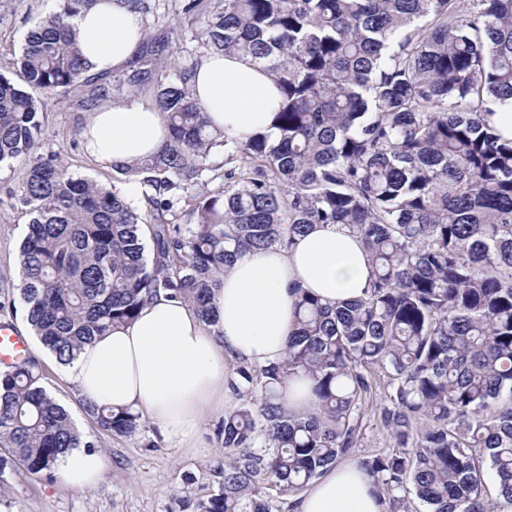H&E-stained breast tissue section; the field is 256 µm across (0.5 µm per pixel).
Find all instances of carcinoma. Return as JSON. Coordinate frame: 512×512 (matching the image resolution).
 Listing matches in <instances>:
<instances>
[{
    "label": "carcinoma",
    "instance_id": "1",
    "mask_svg": "<svg viewBox=\"0 0 512 512\" xmlns=\"http://www.w3.org/2000/svg\"><path fill=\"white\" fill-rule=\"evenodd\" d=\"M95 0H60L30 30L18 73L0 74V167L24 177L30 216L20 295L63 364L133 321L164 292L214 324L213 294L242 253L290 248L315 224H342L370 260L363 297L298 293L285 358L241 362L224 415L217 491L183 512H275L345 457L385 512L512 508V138L489 116L512 100V0H180L209 51L263 64L280 94L275 134L238 141L210 129L193 99L194 64L157 36L111 79L89 78L70 20ZM153 90L170 138L125 169L150 205L75 175L39 151L42 96ZM224 152V167L211 162ZM218 182L214 189L209 185ZM190 222L180 224L182 214ZM386 382L379 419L393 446L360 456L364 405ZM310 381L297 414L283 386ZM116 437L140 412L81 403ZM96 448L28 359L0 368V492L22 469L52 476L71 448Z\"/></svg>",
    "mask_w": 512,
    "mask_h": 512
}]
</instances>
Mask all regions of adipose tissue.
<instances>
[{"label": "adipose tissue", "mask_w": 512, "mask_h": 512, "mask_svg": "<svg viewBox=\"0 0 512 512\" xmlns=\"http://www.w3.org/2000/svg\"><path fill=\"white\" fill-rule=\"evenodd\" d=\"M89 72L120 71L143 37L139 14L128 0H96L71 21ZM193 97L213 129L246 140L270 131L278 91L261 64L234 54L201 57ZM81 137L86 152L114 169L132 167L161 151L166 125L150 104L131 100L86 113ZM368 257L359 239L338 224H317L289 249L251 250L227 267L208 327L188 304L158 294L127 326L85 345L63 376L81 397L112 409L132 408L180 448L200 445L207 412L233 401L229 370L245 361L266 366L283 359L297 323L296 295L308 291L322 301L363 296ZM58 471L76 488L98 486L104 456L73 448ZM294 512H383L371 479L343 462L295 497Z\"/></svg>", "instance_id": "1"}]
</instances>
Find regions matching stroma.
Segmentation results:
<instances>
[{"instance_id": "obj_1", "label": "stroma", "mask_w": 512, "mask_h": 512, "mask_svg": "<svg viewBox=\"0 0 512 512\" xmlns=\"http://www.w3.org/2000/svg\"><path fill=\"white\" fill-rule=\"evenodd\" d=\"M58 0H0V74L16 78V61L28 31L57 11ZM77 93L47 99L42 116L41 150L61 153L73 172L107 188L133 194L125 174L88 156L81 139L84 113ZM22 178L20 168L0 169V323L17 325L27 315L20 291L19 249L29 216L12 194ZM25 356L34 361L46 390L70 413L83 434L97 426L83 412L75 386L62 376L60 365L36 336L25 339ZM223 416L207 414L200 428V447L177 448L153 425L143 435L101 436L108 461L104 484L76 489L61 477L15 474L8 494L0 496V512H180V501L209 494L216 483L212 468L223 447L217 428ZM152 447H144V440Z\"/></svg>"}]
</instances>
